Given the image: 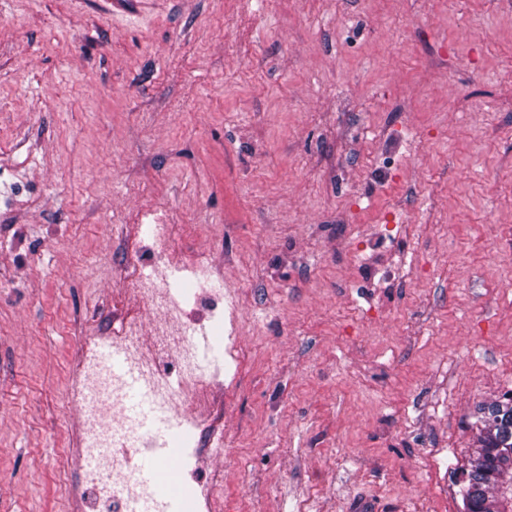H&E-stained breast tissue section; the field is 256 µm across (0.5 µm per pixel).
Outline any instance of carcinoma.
<instances>
[{"label":"carcinoma","mask_w":512,"mask_h":512,"mask_svg":"<svg viewBox=\"0 0 512 512\" xmlns=\"http://www.w3.org/2000/svg\"><path fill=\"white\" fill-rule=\"evenodd\" d=\"M478 422L463 470V512H512V392L484 408Z\"/></svg>","instance_id":"obj_1"}]
</instances>
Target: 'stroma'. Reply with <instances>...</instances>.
I'll use <instances>...</instances> for the list:
<instances>
[{
	"instance_id": "1",
	"label": "stroma",
	"mask_w": 512,
	"mask_h": 512,
	"mask_svg": "<svg viewBox=\"0 0 512 512\" xmlns=\"http://www.w3.org/2000/svg\"><path fill=\"white\" fill-rule=\"evenodd\" d=\"M236 305L221 512H461L512 391V0H0V512L79 491L145 208Z\"/></svg>"
}]
</instances>
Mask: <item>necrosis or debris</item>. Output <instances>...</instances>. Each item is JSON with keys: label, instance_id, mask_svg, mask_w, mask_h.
I'll return each mask as SVG.
<instances>
[{"label": "necrosis or debris", "instance_id": "1", "mask_svg": "<svg viewBox=\"0 0 512 512\" xmlns=\"http://www.w3.org/2000/svg\"><path fill=\"white\" fill-rule=\"evenodd\" d=\"M149 214L152 257L148 263L135 261L124 267L121 276L126 296L112 302L117 327L110 332L96 329L84 336L85 354L76 377L83 451L90 461L82 483L96 498L117 504L119 512H158L160 500L155 491L141 482L138 468L132 467L127 456L128 451L148 447L151 436L143 417L128 401L125 380L110 362L99 356L101 345L111 344L131 354V366L143 371L153 394L176 412L171 430L206 446L215 439L214 408L201 410L193 401L194 395L209 385L213 377L199 371L191 348L173 336L156 337V352L176 357L177 375L173 378L145 369L142 360L135 357L142 341V327L134 316L128 315L127 299L138 300L166 318L181 311L179 302L169 294L172 280L168 256L179 244L183 227L168 211L153 208ZM177 271L192 283L194 290L189 298L205 305L212 326L220 327L234 319V305L225 304L223 294L207 290L208 275L201 258L183 259Z\"/></svg>", "mask_w": 512, "mask_h": 512}]
</instances>
